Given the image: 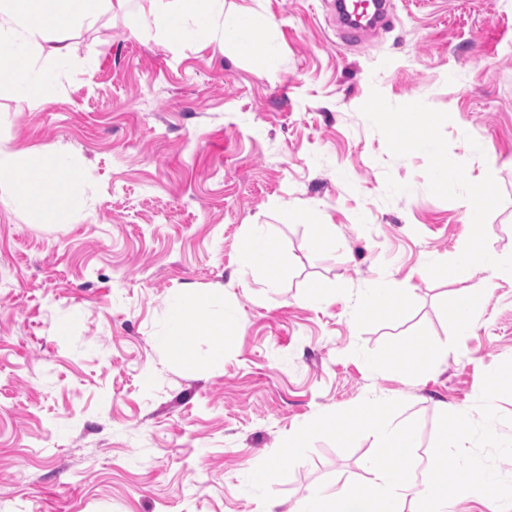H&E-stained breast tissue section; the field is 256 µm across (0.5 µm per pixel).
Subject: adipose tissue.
Segmentation results:
<instances>
[{
	"label": "adipose tissue",
	"instance_id": "adipose-tissue-1",
	"mask_svg": "<svg viewBox=\"0 0 512 512\" xmlns=\"http://www.w3.org/2000/svg\"><path fill=\"white\" fill-rule=\"evenodd\" d=\"M128 0H0V87L7 89L23 105L35 106L58 73L66 69L71 58L69 44L53 46V66L41 60L40 42L52 32L64 30L73 20L94 21L99 14L125 8ZM182 16L166 19L162 28L167 41L177 45L192 39L196 28L212 29L225 56L237 54L244 42V26L240 15L224 11V0H180ZM192 13L196 28H189L184 13ZM71 164L62 156L36 158L28 178L37 191L23 190L13 198L19 208L38 204L40 198H53L60 211L74 207V197L64 191L71 177Z\"/></svg>",
	"mask_w": 512,
	"mask_h": 512
}]
</instances>
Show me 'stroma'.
Here are the masks:
<instances>
[{"instance_id": "obj_1", "label": "stroma", "mask_w": 512, "mask_h": 512, "mask_svg": "<svg viewBox=\"0 0 512 512\" xmlns=\"http://www.w3.org/2000/svg\"><path fill=\"white\" fill-rule=\"evenodd\" d=\"M240 5L239 56L206 33L170 46L159 21L178 0H132L61 31L71 62L36 106L0 90V146L23 167L67 156L77 200L18 209L0 179V512H267L251 472L317 415L368 398L403 401L393 424L417 421V474L440 413L480 420L484 373L512 358L511 274L472 278L483 297L450 348L440 303L457 287L420 269L455 259L472 211L430 194L426 156L393 157L360 112L374 89L448 112L451 158L504 197L488 247L512 254V0H392L394 26L357 40L325 0H224ZM256 231L277 248L276 281L239 267ZM374 280L399 289L398 314L365 317ZM175 292L238 321L224 342L191 336L201 363L159 341ZM422 327L448 348L429 372L363 360ZM374 451L365 434L346 451L315 439L271 483L276 512L367 482Z\"/></svg>"}]
</instances>
